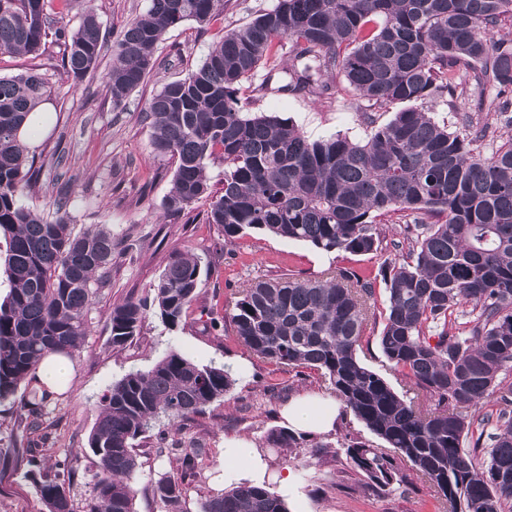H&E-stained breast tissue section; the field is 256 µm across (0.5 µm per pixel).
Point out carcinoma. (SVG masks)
Listing matches in <instances>:
<instances>
[{
    "mask_svg": "<svg viewBox=\"0 0 512 512\" xmlns=\"http://www.w3.org/2000/svg\"><path fill=\"white\" fill-rule=\"evenodd\" d=\"M75 0H0V56L64 46L63 73L96 72L105 47L102 22L85 12L62 25ZM224 0H150L127 25L104 87L120 107L162 66L155 56L167 33L192 20L206 29ZM512 24V0H278L245 26L224 32L183 78L149 100L155 156L175 160L163 200L170 215L206 199V221L233 243L248 231L306 241L327 252L366 255L384 240L376 218L407 213L399 253L381 270L384 323L378 336L392 369L413 396L399 395L357 354L364 323L375 316L376 278L336 266L319 279L290 275L238 292L231 322L236 340L256 356L292 369L321 372L332 394L381 444L346 446L352 469L379 491L406 485L409 462L439 503V512H512V141L483 155L428 111L432 98L451 108L478 92V113L464 114L488 136L480 112L512 125V40L495 31ZM291 61L281 70L283 44ZM264 69L257 92L331 98L342 76L378 106L402 104L363 142L345 136L310 141L290 120L243 111L241 91ZM51 94L39 73L0 76V235L10 291L0 302V402L18 399L17 427L49 440L47 390L32 385L50 354L72 356L86 334L92 285L109 284L118 243L104 224L73 233L65 195L45 214L23 204L40 170L20 138ZM224 164L221 194L208 167ZM197 256L174 251L153 285L151 305L170 330L199 295ZM147 305L129 298L112 307V345L140 334ZM28 391L19 392L21 384ZM234 379L222 366L200 365L170 351L147 369L112 382L97 405L88 438L95 457L93 496L84 512H134L131 479L140 466L135 441L165 422L178 427L224 397ZM492 398L495 414L466 413ZM306 435L271 430L276 457L301 448ZM175 472L152 495L165 512H183L182 481L200 474L201 450L177 444ZM486 459L479 460V454ZM16 460L27 470L46 512H74L76 457L52 470L43 450ZM200 512H288L283 499L242 482L205 498Z\"/></svg>",
    "mask_w": 512,
    "mask_h": 512,
    "instance_id": "carcinoma-1",
    "label": "carcinoma"
}]
</instances>
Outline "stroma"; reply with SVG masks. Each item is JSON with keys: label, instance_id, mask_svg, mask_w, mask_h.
I'll return each mask as SVG.
<instances>
[{"label": "stroma", "instance_id": "35a3bbf8", "mask_svg": "<svg viewBox=\"0 0 512 512\" xmlns=\"http://www.w3.org/2000/svg\"><path fill=\"white\" fill-rule=\"evenodd\" d=\"M276 3L224 0L223 14L207 30H200L192 20L171 29L157 50L159 57L168 59V66L150 76L120 109L113 108L103 90L111 58L103 59L93 77L76 81L58 71L62 49L57 45L36 57H0V76L33 70L52 84L44 123L26 133L30 155L43 165L39 191L26 198V205L44 209L59 193V178L70 179L74 190L66 209L74 232L93 224L107 225L121 248L120 256L112 262L110 287L99 289L86 313V334L80 353L71 360V379L58 389V402L49 408V455L71 452L79 457L72 489L77 512H83L92 491L94 463L86 446L97 418L96 405L113 381L128 371L150 367L173 350L203 365L229 368L234 379L232 389L176 434L183 449L202 450L200 476L183 481L186 512H199L202 500L224 487L225 437L235 435L252 447L262 446L268 432L282 426L280 412L291 397L330 396L328 383L320 374L313 372L306 379H298L291 368L258 358L237 343L232 326H225L220 333L211 331V312H225L231 308L236 290L261 279L291 273L315 278L335 265L375 275L390 254L386 248L357 256L327 253L305 241L255 231L228 244L221 229L207 223L208 203L204 200L191 213L179 217L163 213L162 202L170 189L174 166L152 153L151 127L144 118L148 100L162 83L184 77L200 63L221 30L238 28ZM148 6L149 0H78L64 22L76 26L84 11L94 10L107 44L112 45L122 37L128 22ZM246 109L289 119L311 140L341 134L357 141L365 139L373 125L388 122L394 112L390 106H368L341 77L336 80L333 98L251 94ZM56 152L64 156L57 169L49 163ZM176 248L191 250L203 270L200 296L185 325L168 330L151 312L138 336L123 346H113L108 329L113 306L129 296L151 299L152 286ZM382 327V319L367 320L358 354L367 367L399 391L403 388L401 377L390 368L379 346ZM135 451L140 461L131 480L135 512H163L152 488L171 473L173 459L158 453L152 437L139 440ZM279 470L291 473L298 484L296 494L287 500L289 512H435L434 501L415 471H408L410 485L404 491L382 494L351 472L341 447L328 449L317 469H304L302 459L291 458ZM0 512H46L22 468L0 473Z\"/></svg>", "mask_w": 512, "mask_h": 512}]
</instances>
